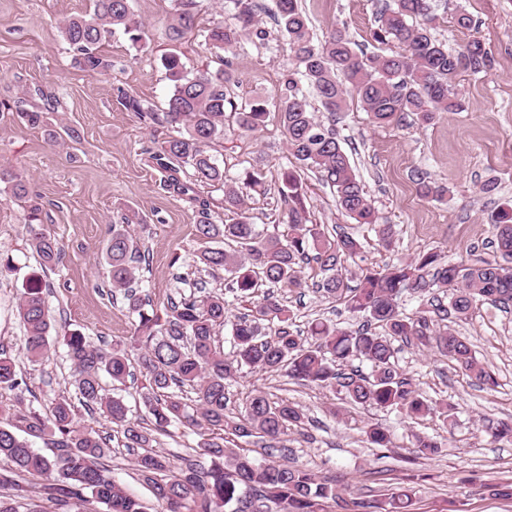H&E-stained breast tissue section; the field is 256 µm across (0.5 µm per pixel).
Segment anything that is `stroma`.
Wrapping results in <instances>:
<instances>
[{"instance_id":"35a3bbf8","label":"stroma","mask_w":512,"mask_h":512,"mask_svg":"<svg viewBox=\"0 0 512 512\" xmlns=\"http://www.w3.org/2000/svg\"><path fill=\"white\" fill-rule=\"evenodd\" d=\"M381 0H301L314 32H347L352 42L365 46ZM89 0H0V166L21 173L42 209L41 220L63 249L59 267L42 272L27 241L24 224L27 205L10 192H0V349L26 371L30 389L20 393L0 389V407L46 410L59 394L71 388L72 372L61 335L81 331L93 344L111 348L113 341H129L138 319L123 303L112 300L108 266L102 251L121 215H135L136 237L144 247L142 289L155 305H163L176 291L171 260L190 263L198 247L194 234L197 202L209 199L219 219L230 224L240 215L266 223L279 200L277 171L290 155L280 123L277 94L293 53L288 40L273 31L268 42L244 41L228 53L235 81L227 91L236 102L254 96L268 101V117L255 131L239 129L234 117L225 121L223 140L211 152L229 175L258 167L266 174L261 187L244 189L245 211H228L222 195L195 186L194 196L166 187L153 155L169 136L166 125L140 118L126 107L128 98L141 100L163 112L171 83L161 57L171 44L172 0H132L131 6L148 26L144 46L132 45L115 32L102 45L112 62L103 75H89L75 61L62 36V19L85 13ZM441 21L434 36L456 49L467 36L479 38L494 58L492 69L459 77L464 100L460 112L436 114L430 124L407 117L400 126H373L350 100L336 116V129L351 152L357 171L378 212L379 221L393 225L390 247L378 244L374 232L342 216L335 196L314 172L304 174L307 207L314 223L340 225L363 239L361 254L348 260L353 271L379 269L407 261L420 253L438 252L446 259L473 263L493 256L488 215L494 201L512 199V0H434ZM464 8L476 25L459 31L451 22L453 9ZM36 110L45 127H33L19 111ZM65 126L76 136L67 146L47 138L46 128ZM447 187L439 201L421 197L416 176ZM498 184L495 197L481 193L486 181ZM42 276L54 317L53 339L42 363L29 364L22 349V332L15 316L17 298L29 278ZM297 325L310 318L345 323L342 304L310 288L281 289ZM456 331L473 344L477 358L497 377L488 390L451 361L413 346H401L398 365L412 383L434 400L451 406L456 424L444 426L437 415L414 421L398 411L356 407L331 392L302 386L286 375L243 369L229 388L228 410L238 413L254 389H262L303 407L309 418L321 422L312 441L288 443L287 461L304 465L354 498L368 500L407 484L415 491L416 512H448L449 499L465 504L466 512H512V499L482 490L485 482H512V442L492 440L481 430L483 419L512 416V309L490 303L474 309L458 322ZM82 430L106 437V464L128 493L153 505L151 493L136 479L133 453L123 445L111 422L84 407H76ZM378 424L393 438L389 449L363 442L365 425ZM426 434L440 443L438 453L416 463H405L415 437Z\"/></svg>"}]
</instances>
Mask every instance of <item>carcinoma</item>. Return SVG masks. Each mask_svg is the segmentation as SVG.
Instances as JSON below:
<instances>
[{"label": "carcinoma", "instance_id": "cac0c4a2", "mask_svg": "<svg viewBox=\"0 0 512 512\" xmlns=\"http://www.w3.org/2000/svg\"><path fill=\"white\" fill-rule=\"evenodd\" d=\"M174 17L169 38L179 41L196 23L197 0H173ZM231 5L233 22L212 25L198 32L214 50L220 67L211 71L187 69L182 54L174 50L162 57L171 89L163 117L134 98L133 111L143 118L165 123L176 135L163 142L152 159L173 181L181 168L192 170L194 181L223 193L224 208L241 209V186H257L264 180L260 169L237 176L226 173L210 144L224 138L226 111L236 124L254 131L264 124L267 101L258 97L247 104L235 103L227 94L233 75L224 52L245 37L264 41L256 0H225ZM278 31L288 36L293 68L278 96L280 121L288 151L295 164L278 172L280 206L271 220L259 226L242 216L232 224H218L209 202L198 201L195 236L202 247L194 255L196 269L212 276L224 274L225 292H208L203 279L193 281L201 295L177 292L169 296L163 311L136 290L140 278L134 258L139 249L131 231L133 219L112 225V237L104 249L110 267L112 292L123 293L128 311L139 318L138 335L112 344L104 351L91 346L84 334L73 330L62 343L74 366L75 394L80 404L98 410L119 429L124 446L137 450L133 467L156 502L155 512H331L330 504L342 499L335 486L319 479L309 468L275 464L250 455L241 444L268 451L288 452L286 438L305 435L308 417L303 408L287 399L272 400L261 390L247 396L243 412L226 414L228 386L242 368L264 373L284 371L304 385L314 384L344 396L354 406L399 409L410 418L440 414L452 420L446 404H440L399 372L394 340L405 339L416 347L434 350L454 362L476 384L488 389L497 380L475 356L468 339L450 326L434 328L421 311L409 315L400 301L410 295L432 296V313L451 322L461 321L480 303L491 302L505 309L512 306V200H503L490 212L495 256L469 265L427 252L399 265L370 269L349 286L346 259L362 252L363 242L353 235L331 233L325 224H311L305 205L306 190L300 171L309 169L334 190L336 207L361 225H368L378 241L390 245V224L377 223L372 200L341 145L335 124L317 115L299 84L306 83L330 116L344 111L354 96L378 127L397 126L412 114L425 124L438 112H460L462 98L455 79L463 72L480 73L492 65L483 42L471 39L450 51L432 30L438 15L430 0H385L376 16L371 38L392 44L388 55L357 54L346 32L333 30L317 37L302 10L300 0H275ZM60 30L77 54L81 68L91 75L107 71L111 63L100 46L117 30L134 45L148 38L145 21L130 0H92V10L64 18ZM0 184L15 196L29 193L27 180L19 173L0 169ZM423 197L443 198L447 189L432 181L419 182ZM40 207H31L25 231L44 268L57 266L62 249L39 218ZM316 264L313 282L327 298L344 305L362 319L355 329L330 320L308 324L310 339L294 328L288 307L275 294L276 288L307 286L304 266ZM234 299H256L246 313H233ZM23 328L22 349L37 363L50 348L52 316L43 296L41 280H30L16 304ZM231 326V355L216 343V328ZM142 364L141 399L151 415L152 427L128 418L123 398L109 394L102 385L107 376L124 384L132 376V353ZM370 365L368 374L344 370L354 360ZM28 388L27 377L16 369L13 358L0 351V389ZM189 387L193 404L176 392ZM19 419L35 436L48 437L56 449L49 457L37 452L15 431ZM181 425L198 436L192 452L172 465L154 450L157 435ZM484 432L496 441L512 440L511 420H489ZM373 448L392 447L390 432L371 424L363 430ZM439 443L429 436H415L414 458L438 452ZM106 442L75 423L74 404L68 398L52 403L50 415L37 411L0 410V461L9 474L0 473V512H46L45 498L62 509L69 505L98 502L105 512H147L143 502L128 493L103 463ZM414 493L398 488L380 499L354 501L365 512H411Z\"/></svg>", "mask_w": 512, "mask_h": 512}]
</instances>
